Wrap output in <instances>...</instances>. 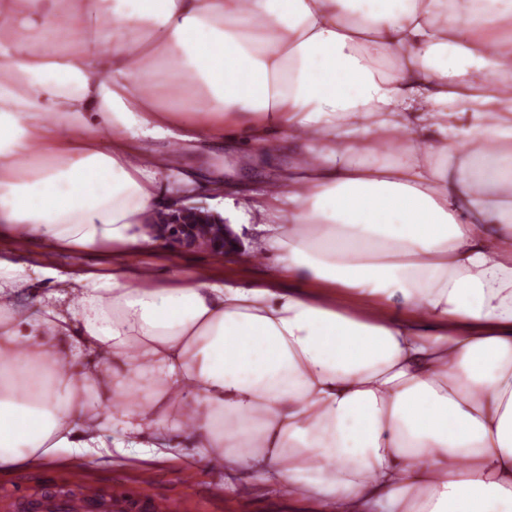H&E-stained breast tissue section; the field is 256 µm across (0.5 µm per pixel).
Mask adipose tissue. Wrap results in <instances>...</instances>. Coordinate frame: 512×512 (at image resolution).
Returning a JSON list of instances; mask_svg holds the SVG:
<instances>
[{
  "mask_svg": "<svg viewBox=\"0 0 512 512\" xmlns=\"http://www.w3.org/2000/svg\"><path fill=\"white\" fill-rule=\"evenodd\" d=\"M176 128L287 156L291 287L129 265ZM0 237L117 257L0 259V471L187 445L230 495L512 512V0H0ZM57 262L69 267H80L96 272H106L112 266V251L98 253H79L76 255H60Z\"/></svg>",
  "mask_w": 512,
  "mask_h": 512,
  "instance_id": "ef3b65f1",
  "label": "adipose tissue"
}]
</instances>
